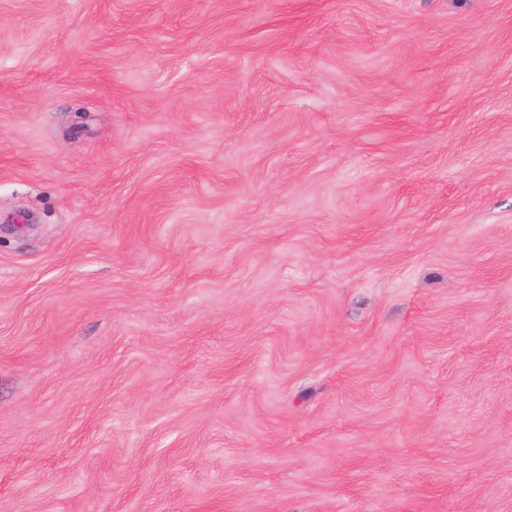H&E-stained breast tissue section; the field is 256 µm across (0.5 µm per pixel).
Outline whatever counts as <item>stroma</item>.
Wrapping results in <instances>:
<instances>
[{"mask_svg": "<svg viewBox=\"0 0 512 512\" xmlns=\"http://www.w3.org/2000/svg\"><path fill=\"white\" fill-rule=\"evenodd\" d=\"M0 512H512V0H0Z\"/></svg>", "mask_w": 512, "mask_h": 512, "instance_id": "obj_1", "label": "stroma"}]
</instances>
